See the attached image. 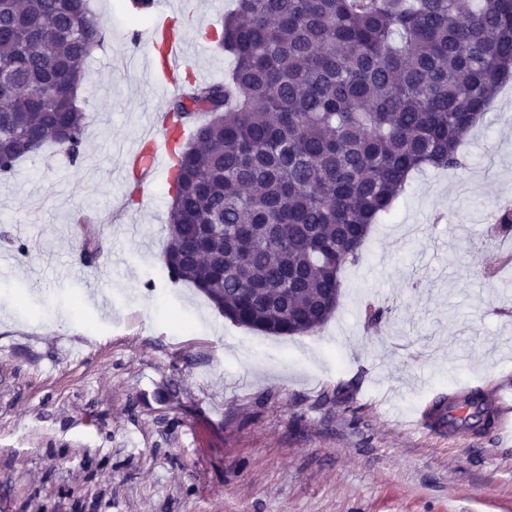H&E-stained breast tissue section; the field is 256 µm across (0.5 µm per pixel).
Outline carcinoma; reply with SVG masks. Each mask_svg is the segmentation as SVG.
Here are the masks:
<instances>
[{
    "mask_svg": "<svg viewBox=\"0 0 512 512\" xmlns=\"http://www.w3.org/2000/svg\"><path fill=\"white\" fill-rule=\"evenodd\" d=\"M103 27L89 0H0L1 178L31 141L80 156ZM217 46L234 69L169 104L187 136L164 265L238 325L313 333L410 176L464 167L512 80V0H237Z\"/></svg>",
    "mask_w": 512,
    "mask_h": 512,
    "instance_id": "carcinoma-1",
    "label": "carcinoma"
}]
</instances>
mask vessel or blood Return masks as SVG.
<instances>
[{"mask_svg":"<svg viewBox=\"0 0 512 512\" xmlns=\"http://www.w3.org/2000/svg\"><path fill=\"white\" fill-rule=\"evenodd\" d=\"M154 13L161 20L154 26L137 32V43L147 49L146 78L161 97L178 94L181 88L180 71L186 63L189 40L186 32L171 19L169 0H150ZM183 133L171 129L166 118L151 123L141 137L122 152V171H133L138 184L146 187L158 176H171L168 160L176 139Z\"/></svg>","mask_w":512,"mask_h":512,"instance_id":"b4317fda","label":"vessel or blood"}]
</instances>
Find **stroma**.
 Listing matches in <instances>:
<instances>
[{
  "label": "stroma",
  "instance_id": "1",
  "mask_svg": "<svg viewBox=\"0 0 512 512\" xmlns=\"http://www.w3.org/2000/svg\"><path fill=\"white\" fill-rule=\"evenodd\" d=\"M122 3L90 0L80 156L49 146L0 180V512H512V439L409 426L422 402L512 387V237L488 232L512 206V82L464 168L412 174L372 226L335 315L269 336L152 274L169 185L125 205L116 148L169 102ZM234 6L172 2L200 34Z\"/></svg>",
  "mask_w": 512,
  "mask_h": 512
}]
</instances>
